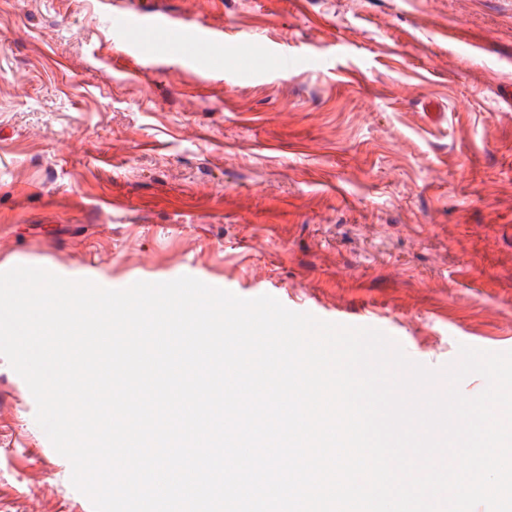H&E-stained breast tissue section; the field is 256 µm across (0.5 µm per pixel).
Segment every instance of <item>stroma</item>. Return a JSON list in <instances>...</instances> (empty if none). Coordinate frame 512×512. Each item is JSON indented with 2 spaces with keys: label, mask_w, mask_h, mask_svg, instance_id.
I'll return each mask as SVG.
<instances>
[{
  "label": "stroma",
  "mask_w": 512,
  "mask_h": 512,
  "mask_svg": "<svg viewBox=\"0 0 512 512\" xmlns=\"http://www.w3.org/2000/svg\"><path fill=\"white\" fill-rule=\"evenodd\" d=\"M17 265L269 294L432 370L512 351V0H0ZM35 415L0 357V512H85Z\"/></svg>",
  "instance_id": "1"
}]
</instances>
